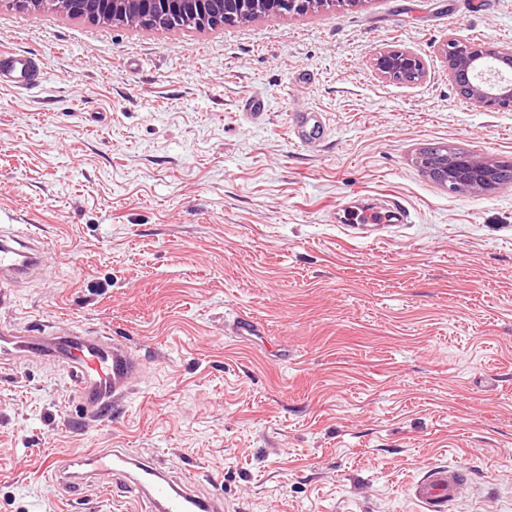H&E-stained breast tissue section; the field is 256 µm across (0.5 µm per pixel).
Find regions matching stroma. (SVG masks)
<instances>
[{"instance_id": "1", "label": "stroma", "mask_w": 512, "mask_h": 512, "mask_svg": "<svg viewBox=\"0 0 512 512\" xmlns=\"http://www.w3.org/2000/svg\"><path fill=\"white\" fill-rule=\"evenodd\" d=\"M456 33L512 43V0H346L211 29L109 26L0 0V224L44 266L0 325L117 336L145 372L87 423L69 367L0 364V512H149L116 476L70 494L47 456L127 448L196 476L224 512H419L411 485L467 468L454 512H512V185L449 192L433 146L512 164V111L456 94ZM413 50L427 75L380 78ZM263 99L256 117L242 110ZM319 112L316 144L290 110ZM396 198L406 224H357ZM262 323L248 341L236 316ZM377 74L386 80L400 82L405 75H411L414 83L426 76V68L421 59L405 48H387L379 51L374 58ZM3 57V59H1ZM35 69L32 58L18 52L1 53L0 82L30 85L34 82Z\"/></svg>"}]
</instances>
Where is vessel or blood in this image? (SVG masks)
Here are the masks:
<instances>
[{
  "mask_svg": "<svg viewBox=\"0 0 512 512\" xmlns=\"http://www.w3.org/2000/svg\"><path fill=\"white\" fill-rule=\"evenodd\" d=\"M34 77L32 58L18 52L0 57V82L27 86L33 83ZM318 128L317 113H293L292 130L297 139L311 137ZM396 213L405 218L410 211L397 201L389 211L374 206L362 209L356 213L355 220L360 224H386ZM44 262L36 238L18 233L0 237L1 281L16 280ZM0 355L37 357L71 365L81 406L92 424L103 420L126 400L134 379L144 373L142 365L130 356L121 341L108 336H87L70 329L47 336H22L11 328L1 327ZM43 466L52 476L64 474L80 483L101 470L120 475L148 502L150 512H222L218 501L199 497L192 482L172 483L159 467L139 461L120 448L79 452L63 459L51 455ZM467 483L464 468L434 467L413 483L411 496L423 512H451Z\"/></svg>",
  "mask_w": 512,
  "mask_h": 512,
  "instance_id": "vessel-or-blood-1",
  "label": "vessel or blood"
}]
</instances>
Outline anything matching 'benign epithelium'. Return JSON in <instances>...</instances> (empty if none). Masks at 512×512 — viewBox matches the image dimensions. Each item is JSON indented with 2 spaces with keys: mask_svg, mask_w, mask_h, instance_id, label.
Returning <instances> with one entry per match:
<instances>
[{
  "mask_svg": "<svg viewBox=\"0 0 512 512\" xmlns=\"http://www.w3.org/2000/svg\"><path fill=\"white\" fill-rule=\"evenodd\" d=\"M27 10L50 9L56 13L103 24L160 27L166 15L187 12L198 29L226 21L275 16L294 10L318 8L324 0H15ZM448 77L459 96L487 111L512 110V80L493 81L479 76L493 63L497 70L512 71V45L482 46L453 34L443 47ZM377 74L397 82L409 75L417 82L426 76L421 59L405 48H387L374 58ZM417 163L424 173L451 192L500 187L507 171L496 161L474 157L452 148L437 154L432 148L419 153Z\"/></svg>",
  "mask_w": 512,
  "mask_h": 512,
  "instance_id": "7a95c632",
  "label": "benign epithelium"
}]
</instances>
